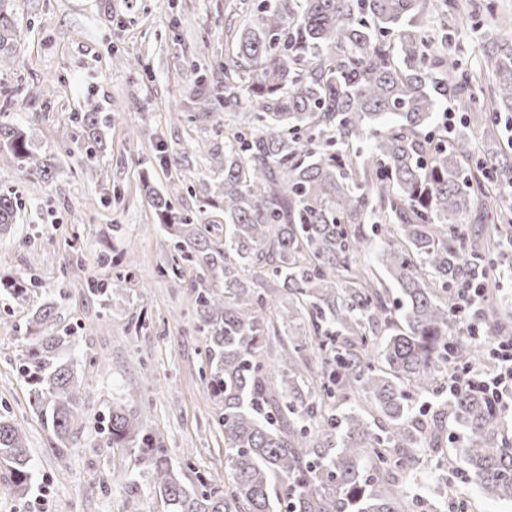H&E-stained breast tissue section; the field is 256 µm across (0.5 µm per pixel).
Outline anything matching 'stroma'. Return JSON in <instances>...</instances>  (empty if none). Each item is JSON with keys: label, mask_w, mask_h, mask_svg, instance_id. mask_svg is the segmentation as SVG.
Returning a JSON list of instances; mask_svg holds the SVG:
<instances>
[{"label": "stroma", "mask_w": 512, "mask_h": 512, "mask_svg": "<svg viewBox=\"0 0 512 512\" xmlns=\"http://www.w3.org/2000/svg\"><path fill=\"white\" fill-rule=\"evenodd\" d=\"M243 1L256 2L6 0L19 32L0 54V105L8 104L37 148L55 152L57 169L46 183L0 166V191L17 190L23 203L18 224L0 234V269L35 285L28 301L0 299V414L25 433L34 467L26 496L0 480V512H168L138 453L105 443L108 411L118 401L137 408L185 484L201 476L224 483L222 405L199 373L206 339L193 331L187 303L200 273L185 271L179 281L158 275L174 250L140 177L149 174L190 214L214 191L232 118L206 112L191 90L200 67L223 84L224 26ZM175 15L176 29L169 24ZM92 111L111 113L112 126L104 131V158L85 171L71 118ZM170 111L178 119L168 120ZM105 252L114 266L101 263ZM92 279L111 288L109 298L88 293ZM47 297L59 328L79 336V446L64 454L31 409L19 373L17 332ZM448 491L468 500L471 512H512V501L485 498L461 464L441 474L435 460H422L409 495L440 506Z\"/></svg>", "instance_id": "1"}]
</instances>
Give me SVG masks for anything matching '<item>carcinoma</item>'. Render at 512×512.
Masks as SVG:
<instances>
[{"mask_svg":"<svg viewBox=\"0 0 512 512\" xmlns=\"http://www.w3.org/2000/svg\"><path fill=\"white\" fill-rule=\"evenodd\" d=\"M456 0H259L256 18L228 27L224 90L198 74L195 95L234 114L224 135V238L143 179L158 223L179 260L161 273L203 271L189 294L193 329L206 336L203 379L224 403V487L186 486L162 440L137 410L114 403L106 439L136 446L169 512H405L396 479L423 455L443 453L448 415L457 453L485 496L512 501V441L487 398L448 393V368H480L477 342L451 334L455 289L477 273L500 276L512 247V155L495 129L512 112V38L479 33V68L459 70L448 52ZM13 16L0 4V52ZM495 76L483 142L448 132L439 106L472 107L481 72ZM0 112V156L29 176L53 178L52 156L35 150L22 126ZM106 117L83 112L80 151L87 168L104 149ZM18 197L0 193V231L15 223ZM481 224L471 239L464 225ZM378 244L376 264L358 256ZM274 288H257L265 280ZM31 288L0 273V297L26 301ZM288 336L270 369L261 352ZM483 335L509 336L485 314ZM20 374L29 404L64 449L79 447L81 383L69 351L76 337L55 331L43 303L24 329ZM360 397L364 410H338ZM28 492L32 455L25 434L0 415V474Z\"/></svg>","mask_w":512,"mask_h":512,"instance_id":"1","label":"carcinoma"}]
</instances>
